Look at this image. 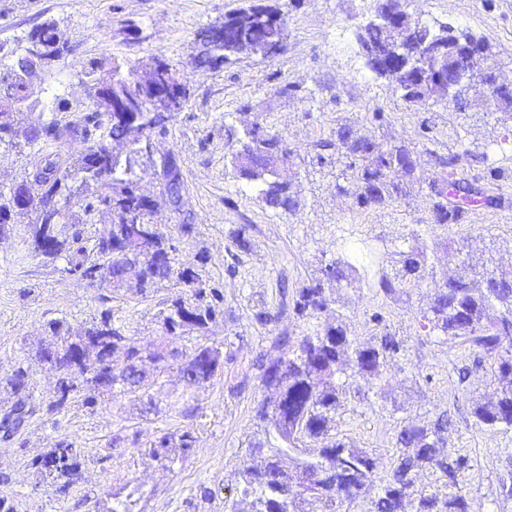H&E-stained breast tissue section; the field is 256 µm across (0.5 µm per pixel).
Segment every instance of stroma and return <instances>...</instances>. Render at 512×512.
Here are the masks:
<instances>
[{"label":"stroma","instance_id":"35a3bbf8","mask_svg":"<svg viewBox=\"0 0 512 512\" xmlns=\"http://www.w3.org/2000/svg\"><path fill=\"white\" fill-rule=\"evenodd\" d=\"M263 2L285 18L284 52L269 59L242 55L213 69L194 62L201 33L221 26L249 0H0L1 72L42 21H54L70 45L68 54L34 79L31 101L15 115L18 125L50 120L61 106L87 109L91 64L99 59L140 73L162 60L179 73L189 96L154 142L158 153H173L178 161L191 233L180 232L178 216L161 200L158 168L144 165L136 173L142 192L159 200L152 221L176 245V264L224 291V311L208 331H188L178 341L186 351L200 345L221 349L224 362L210 380L190 386L177 365L151 368L140 391L115 398L85 381L65 410L49 415L44 407L54 397L57 375L37 355L48 340L49 321H66L77 332L108 308L135 343L156 341L166 301L184 288L163 281L140 295L90 281L68 273L66 257L50 261L36 254L26 225H9L0 235V414L15 402L7 379L19 365L41 409L12 440H0V498L13 501L17 512H109V490L133 481L147 492L141 512H227L231 501L246 512L239 472L252 449L271 442L266 422L255 413L259 402L273 397L261 367L281 355V336L297 337L309 328L293 301L340 250V228L350 227L354 233L341 249L359 271L340 283L332 311L321 319L344 322L365 346L394 336L400 349L374 386L345 368L348 385L339 395L330 437L366 450L380 479L400 453L396 438L403 425L428 426L447 414L443 437L452 455L465 461L458 482L468 512H512V431L476 425L473 415L477 402L495 395L494 358L425 327L431 284L388 296L375 286L388 246H430L437 272L454 273L448 242L467 255L492 254L494 272L512 279V117L482 85L476 106L417 107L405 101L394 82L368 66L358 41L362 26L375 17L377 0ZM405 5L412 22L448 26L488 42L492 53L485 66L512 84V0ZM378 111L384 122L373 121ZM256 120L280 133L294 152L302 196L297 212L265 205L257 187L236 178L228 163L225 128L240 131ZM340 124L382 147H412L422 181L388 207L356 209L351 196L336 191L335 165L316 163L319 142ZM450 158L460 176L498 202L466 204L461 223L442 230L430 222L426 182L441 177ZM240 230L249 250L233 243ZM262 311L275 314V322H258ZM149 399L150 410L144 406ZM186 430L195 443L182 462L167 468L147 455L160 433ZM62 438L85 457L65 494L40 480L32 466L34 457ZM204 487L209 497L201 496Z\"/></svg>","mask_w":512,"mask_h":512}]
</instances>
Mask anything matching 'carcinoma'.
Instances as JSON below:
<instances>
[{
    "label": "carcinoma",
    "mask_w": 512,
    "mask_h": 512,
    "mask_svg": "<svg viewBox=\"0 0 512 512\" xmlns=\"http://www.w3.org/2000/svg\"><path fill=\"white\" fill-rule=\"evenodd\" d=\"M280 11L270 5L252 4L230 16L233 22L232 42L224 46L227 60L238 55H262L267 51L277 55L284 49L281 43ZM368 65L377 74L394 81L404 92V100L424 105L439 100V90L416 84L415 63L426 60L444 68L454 63L457 46L473 44L476 53L470 68L476 72L478 59L490 53V46L474 36L458 34L441 26L431 29L410 20L370 22L358 34ZM67 52L57 26L46 20L36 24L26 36L24 53L16 58L10 70L0 74V106L29 98L28 81L21 77L31 56L44 60L48 68ZM89 97L92 107L75 112L64 106L48 122H39L14 133H0V143L17 147L57 142L62 135L76 131L91 142L87 150L67 163L62 150L46 152L35 167L24 173L33 188L32 206L22 214L15 212L14 197L8 187L0 188V232L17 217L28 219L29 243L33 251L55 259L69 249V242L51 234L57 224H109L112 226V246L105 238L95 242L92 250L77 248V259H69V271L90 279H110L113 287L143 295L155 284L177 279L189 288L186 297L178 296L160 312L163 336L168 346L152 341L145 345H128L121 329L114 326L109 311L98 321L77 334L63 320L48 324L51 335L60 339L55 352L41 353L52 364L62 362L84 373L89 354H95L98 367L91 382L112 396L125 395L140 388L145 368H163L177 359L181 376L190 385L210 380L219 369L211 364V346H199L191 355H184L175 343L187 330L201 332L207 328L224 305V292L215 284L199 278L191 268L175 266L176 247L151 222L154 200L142 194L133 170L127 166L131 143L141 136L166 132V120L157 123L149 112L141 111L144 100L153 94L148 82L122 73L116 62L96 63L92 68ZM125 99L136 122L109 112L112 97ZM226 147L236 177L261 185L264 202L274 208L293 212L300 205L297 176L288 171L292 150L271 127L258 121L246 126L244 136L232 131L227 134ZM321 147L336 151V161L344 164L349 175L336 183V190L353 197L360 209L383 208L402 196L405 185L420 179L414 151L404 144L380 148L369 139L356 135L348 126L336 128L334 138L321 142ZM106 167L109 180L99 179L98 171ZM450 171L429 184V211L433 223L440 227L457 224L463 217L460 202L480 194L467 179L455 177L453 160ZM112 197V211L102 207L103 195ZM79 208L80 214L72 212ZM150 244L152 255L144 254V244ZM336 269L312 284L301 288L293 310L300 317L317 319L336 302L334 286L348 280L355 266L338 256L332 259ZM391 272H383L375 286L390 295L406 284L429 280L434 296L424 318L431 329L446 336L462 338L497 359L499 389L496 399L475 404L476 423L489 429L512 430V280L497 276L491 270L470 275V264L460 262L461 271L454 277L437 278L434 266L422 250L394 251L390 257ZM285 352L262 372L263 384L276 391L277 405L261 404L258 417L267 421L275 434L277 445L254 449L258 461L242 470V494L252 498V512H307L311 502L323 505L325 512L353 505L374 482V462L369 454L341 440L325 444L311 455L306 452L310 442H321L328 435L329 422L336 414L340 388L336 381L344 356L354 355L355 374L367 384H374L383 372L388 358L400 349L390 335H384L377 345L361 347L349 335L343 323L315 324L303 336L293 341L280 338ZM125 350L124 367L112 369V355ZM17 400L0 418V430L12 436L36 411L26 371L17 366L8 378ZM78 385L72 378L56 391L46 413L61 412ZM448 426L441 416L433 427L405 425L397 435L396 444L406 450L400 455L390 474L379 484L373 500L374 512H401L404 499L414 492L412 471L420 463L435 466L445 478L442 494H423L420 512H467V503L457 491L458 473L463 460L455 458L441 442L439 432ZM191 432H164L145 449L153 459L173 465L193 449ZM288 464L303 480L294 492L284 485L289 474L279 469L277 462ZM32 465L40 478L56 484L65 492L79 477L82 467L80 450L67 440L59 441L48 452L35 458ZM144 491L124 484L112 493L117 506L112 512H136Z\"/></svg>",
    "instance_id": "carcinoma-1"
}]
</instances>
